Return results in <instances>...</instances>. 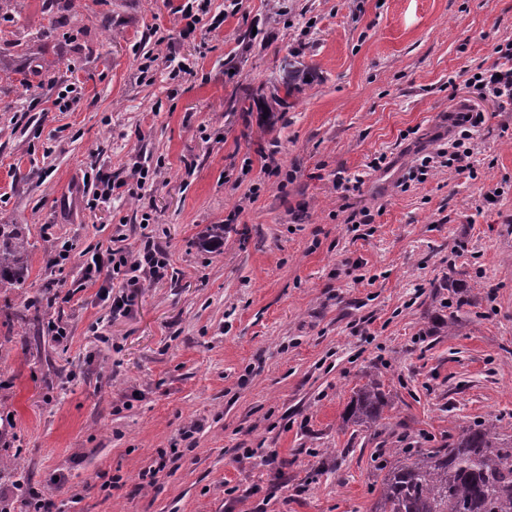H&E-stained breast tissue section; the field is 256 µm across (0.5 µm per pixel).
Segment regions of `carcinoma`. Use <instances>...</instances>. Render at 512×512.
I'll list each match as a JSON object with an SVG mask.
<instances>
[{
  "label": "carcinoma",
  "instance_id": "carcinoma-1",
  "mask_svg": "<svg viewBox=\"0 0 512 512\" xmlns=\"http://www.w3.org/2000/svg\"><path fill=\"white\" fill-rule=\"evenodd\" d=\"M27 252L18 225L0 224V288L23 285ZM388 406L372 380L358 390L347 419L378 424ZM384 470L374 512H512V438L491 420L460 427L444 448H400Z\"/></svg>",
  "mask_w": 512,
  "mask_h": 512
}]
</instances>
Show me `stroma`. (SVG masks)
<instances>
[{
	"instance_id": "1",
	"label": "stroma",
	"mask_w": 512,
	"mask_h": 512,
	"mask_svg": "<svg viewBox=\"0 0 512 512\" xmlns=\"http://www.w3.org/2000/svg\"><path fill=\"white\" fill-rule=\"evenodd\" d=\"M183 2L0 0V224L30 243L25 286L0 289V483L59 512H374L389 449L512 434V112L479 101L477 178H408L512 40V0H210L184 34ZM37 67L55 83L25 86ZM270 157L288 183L263 179ZM141 166L142 200H94L96 173L131 186ZM146 214L168 274L111 313L83 261L119 224L137 250ZM372 377L385 426L344 422ZM260 446L273 466L240 458ZM169 449V454L167 450H159L158 457L154 459L153 463L149 467L141 470L139 477L144 486H154L157 483V475L166 468L167 461L182 456L183 451L179 450L180 448Z\"/></svg>"
}]
</instances>
